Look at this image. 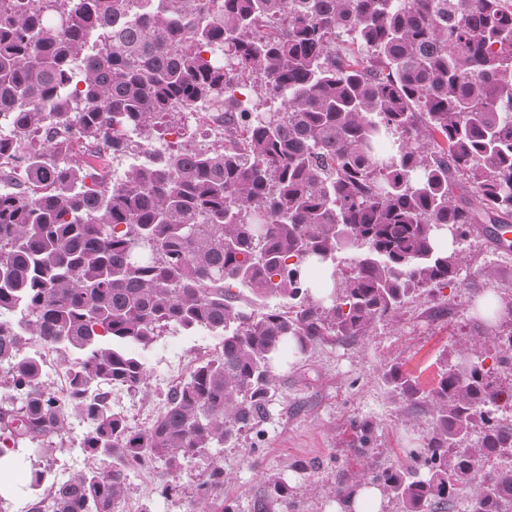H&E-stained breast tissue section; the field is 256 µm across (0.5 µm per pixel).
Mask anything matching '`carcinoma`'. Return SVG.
I'll return each instance as SVG.
<instances>
[{
  "mask_svg": "<svg viewBox=\"0 0 512 512\" xmlns=\"http://www.w3.org/2000/svg\"><path fill=\"white\" fill-rule=\"evenodd\" d=\"M248 135L152 153L121 181L67 157L83 141L121 159L231 111ZM28 186L0 191V455L64 447L75 423L91 467L57 483L31 469L27 512H118L148 465L180 490L192 461L234 447L267 414L273 362L327 336L366 335L410 299L459 285L456 241L512 223V0H0V160ZM451 246H445L446 240ZM274 296L278 308L239 305ZM509 332L493 337L512 374ZM170 327L223 336L149 426L92 386L147 385L133 348ZM72 369L44 384L30 338ZM473 348L424 392L394 365L390 393L430 404L420 451L374 485L398 512H512V382ZM426 468L420 473L417 464ZM288 491L264 478L255 512ZM196 501L224 499L218 464Z\"/></svg>",
  "mask_w": 512,
  "mask_h": 512,
  "instance_id": "cac0c4a2",
  "label": "carcinoma"
}]
</instances>
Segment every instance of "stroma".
Wrapping results in <instances>:
<instances>
[{"instance_id": "1", "label": "stroma", "mask_w": 512, "mask_h": 512, "mask_svg": "<svg viewBox=\"0 0 512 512\" xmlns=\"http://www.w3.org/2000/svg\"><path fill=\"white\" fill-rule=\"evenodd\" d=\"M459 249L460 287L413 299L395 318L376 322L368 335L343 341L328 336L305 353L281 352L274 365L276 396L266 417L220 455L223 502L164 497L171 477L151 467L132 475L126 512H221L225 502L235 503L238 512H254L263 477L272 472L288 481L279 512H334L341 484L404 463L428 431L430 409L393 401L387 370L401 365L432 388L442 353L456 354L464 339L490 335V323L475 313L478 299L512 289V254L479 237L467 238ZM219 342L207 331L169 328L141 353L148 390L130 398L127 415L154 416L157 392L174 386L169 372L187 375L202 351Z\"/></svg>"}]
</instances>
